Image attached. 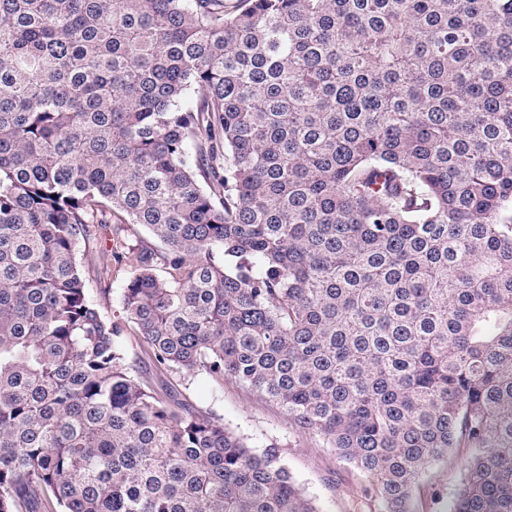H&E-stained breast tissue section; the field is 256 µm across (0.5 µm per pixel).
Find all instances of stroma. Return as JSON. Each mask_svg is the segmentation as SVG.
Segmentation results:
<instances>
[{
    "label": "stroma",
    "mask_w": 512,
    "mask_h": 512,
    "mask_svg": "<svg viewBox=\"0 0 512 512\" xmlns=\"http://www.w3.org/2000/svg\"><path fill=\"white\" fill-rule=\"evenodd\" d=\"M185 394L194 404L221 414L227 427L250 437L254 445L278 439L289 472L316 497L321 512H380L371 483L338 459L320 437L292 428L280 409L231 382L225 383L223 396L215 402L197 383L190 384ZM468 457V451H452L446 462L426 474L421 482V512H451Z\"/></svg>",
    "instance_id": "35a3bbf8"
}]
</instances>
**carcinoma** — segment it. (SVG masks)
Segmentation results:
<instances>
[{
  "label": "carcinoma",
  "mask_w": 512,
  "mask_h": 512,
  "mask_svg": "<svg viewBox=\"0 0 512 512\" xmlns=\"http://www.w3.org/2000/svg\"><path fill=\"white\" fill-rule=\"evenodd\" d=\"M127 336L512 512V0H0V512H321ZM99 242L97 243V247L93 248V252H92V264H94L95 266H102L103 264L106 265L107 263L109 265L112 264V285H109L110 281H106V282H103L100 284L98 281H95V280H92V271L90 272L91 274V278H90V281H91V288H112V307L108 309V312L109 314L112 315V318L113 319H117V318H121L124 316V313H123V310H122V307L119 303V300H118V294H119V288H120V285H121V280H122V272H119V273H116L117 269L116 267V263L113 259V257H111V254H110V242L107 241V248L105 246V242H104V234H101L99 235ZM104 249V250H103ZM108 285V287H107ZM126 338L129 347L130 358L135 361V366L139 371L149 372L157 386H162L170 382L173 384L179 383L176 382L180 379L179 375L156 373L152 369L147 355L137 342L136 336H127Z\"/></svg>",
  "instance_id": "1"
}]
</instances>
